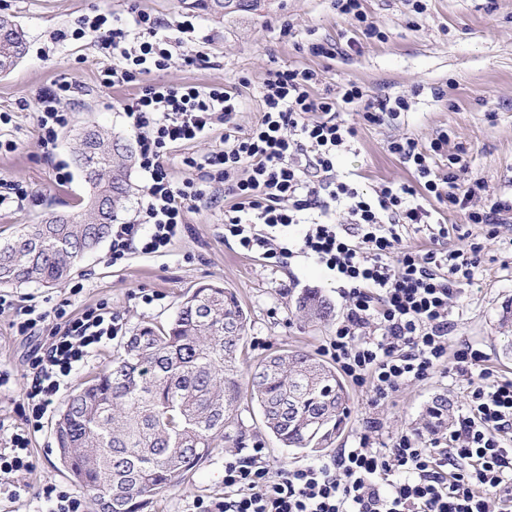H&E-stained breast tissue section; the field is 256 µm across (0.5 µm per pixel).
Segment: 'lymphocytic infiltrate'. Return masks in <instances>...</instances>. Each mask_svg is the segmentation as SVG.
Wrapping results in <instances>:
<instances>
[{
  "label": "lymphocytic infiltrate",
  "instance_id": "f902f5d3",
  "mask_svg": "<svg viewBox=\"0 0 512 512\" xmlns=\"http://www.w3.org/2000/svg\"><path fill=\"white\" fill-rule=\"evenodd\" d=\"M124 24L98 14L84 17L56 41L94 35L112 60L100 84L133 85L123 107L137 137V163L146 190L136 217L112 227V259L167 249L187 230L199 204H224V236L240 250L283 264L302 258L324 268L336 281L343 316L323 351L351 382L384 399L408 382L428 379L441 367L476 373L453 429L426 439L416 431L391 447L375 448L362 432L354 447L329 460L270 471L264 448L224 462V495L197 498L193 512H512V378L494 373L487 356L468 343L448 347L450 300L455 288L474 279L481 248L445 247L448 227L432 222L428 201L467 211L473 224H497L512 203L473 202L485 189L478 178L458 170L439 172L436 158L447 134L430 144L404 137L389 141V152L412 170L410 183L387 182L365 189L336 175L339 154L356 136L342 120L358 111L364 122L383 123L408 111L405 97L371 100L365 88L346 81L318 93L323 80L313 68L267 69L260 86V116L240 131L236 87L169 84L152 80L173 57L187 66L208 64L193 17L176 22L166 35L160 18L131 9ZM77 85L60 77L38 95V140L52 159ZM223 128L222 146L198 157L183 154L187 176L175 181V146L205 139ZM480 199V198H479ZM427 232L436 248L406 245L409 233ZM69 300L52 307L24 304L0 292V313L12 311L16 335H43L30 353L24 391V426L0 447V497L19 500L30 493L34 469L30 437L44 426L56 398L93 353L123 332L106 303L80 314Z\"/></svg>",
  "mask_w": 512,
  "mask_h": 512
}]
</instances>
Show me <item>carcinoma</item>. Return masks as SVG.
Segmentation results:
<instances>
[{
  "instance_id": "carcinoma-1",
  "label": "carcinoma",
  "mask_w": 512,
  "mask_h": 512,
  "mask_svg": "<svg viewBox=\"0 0 512 512\" xmlns=\"http://www.w3.org/2000/svg\"><path fill=\"white\" fill-rule=\"evenodd\" d=\"M191 9L224 16L246 0H181ZM26 54L23 31L0 15V75ZM130 143L98 127L95 140L78 138L73 163L84 182L112 198L101 216L86 199L85 210L67 224L52 214L27 224L0 243V286L64 283L83 258L119 223L134 195L129 180ZM299 309L312 321L331 314V303L311 290ZM247 316L236 295L203 285L185 295L165 325L139 327L123 352L73 394L56 423L61 460L73 481L98 509L142 512L150 500L184 482L204 461L226 447L244 444L240 405L256 404L268 432L286 448L317 453L341 428L348 393L336 370L307 353L283 351L242 369ZM455 401L432 397L419 430L440 432L452 421Z\"/></svg>"
}]
</instances>
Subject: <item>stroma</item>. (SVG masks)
Instances as JSON below:
<instances>
[{"mask_svg": "<svg viewBox=\"0 0 512 512\" xmlns=\"http://www.w3.org/2000/svg\"><path fill=\"white\" fill-rule=\"evenodd\" d=\"M423 13L412 12L406 0H362L366 14L385 32V40H362L359 52L325 61L307 50L310 42L346 43L352 37L337 15L332 0H262L261 7L225 13L216 19L197 15L196 24L209 41L204 50L206 67H187L173 60L157 73V80L181 84L224 83L237 87L243 101L238 123L249 129L259 117V86L266 70L291 65L325 72V82L338 86L354 80L370 95L411 99L409 111L382 125L359 123L355 113H344L356 124L357 136L337 163L339 173L354 175L366 188L384 182L410 180L411 174L387 149L389 140L403 137L429 143L439 132L448 134V154L439 157L447 170L448 155H459L469 176L482 179L485 194L512 200V0H423ZM166 20H178L187 10L180 0H0V14H8L25 33L27 53L8 75H0V178L30 189L33 198L24 206L0 213V239L25 224H37L52 211L75 212L87 193L80 174L65 186L54 180V164L71 165L75 136L96 124L113 135L135 141L122 110L134 94L131 86L105 89L100 74L110 60L90 38L53 46L57 30L74 29L85 15L111 13L126 16L130 6ZM290 23L293 36L281 40L282 23ZM68 76L80 92L69 106L70 121L59 133L53 159H44L38 143L36 93ZM433 220L448 226V244L467 248L481 244V263L470 285L453 297L448 347L467 340L488 356L487 365L502 376H512V355L504 345L512 325H502L505 310H512V212L501 224L469 223L465 212L434 205ZM221 206L190 213L188 229L167 249L149 255L135 253L115 263L109 243L88 253L73 271L69 284L46 287L34 283L14 286L17 295L34 296L36 302L69 300L74 311L108 303L127 331L146 324L167 323L182 294L205 284L229 288L248 314L246 350L249 361L288 349L322 357V346L333 334L342 315L339 290L321 267L292 260L276 266L261 256L241 251L225 240ZM83 290L70 295V284ZM320 291L333 306L327 320L311 322L296 310L298 297ZM154 295L144 304L142 294ZM11 312L0 314V367L11 372L12 390L0 395V435L10 436L23 423L21 405L28 374L27 354L32 338L14 335ZM469 375L455 368L431 378L405 384L385 399L349 386L348 413L328 452L352 447L367 422L380 426V442L415 429L431 398L447 394L462 399ZM249 428L246 448L262 445L272 469L316 462L313 454L281 448L263 425L257 408L242 412ZM55 419L32 440L36 468L27 480L34 489L49 484L71 486L62 467L55 439ZM224 494V457L202 463L184 483L152 500L143 512H186L195 497Z\"/></svg>", "mask_w": 512, "mask_h": 512, "instance_id": "1", "label": "stroma"}]
</instances>
